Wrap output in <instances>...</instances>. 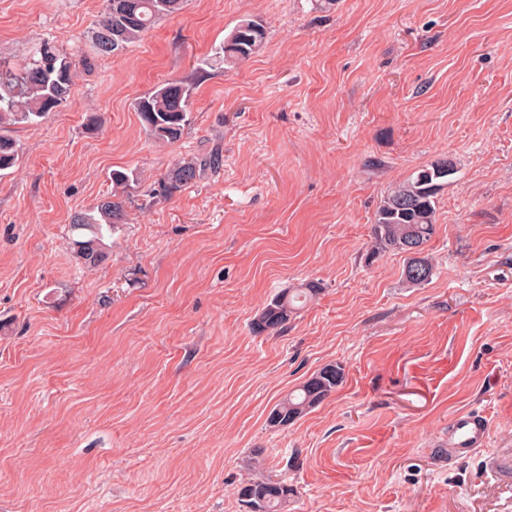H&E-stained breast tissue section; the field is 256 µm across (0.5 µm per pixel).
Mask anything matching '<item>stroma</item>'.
I'll return each mask as SVG.
<instances>
[{"instance_id":"obj_1","label":"stroma","mask_w":512,"mask_h":512,"mask_svg":"<svg viewBox=\"0 0 512 512\" xmlns=\"http://www.w3.org/2000/svg\"><path fill=\"white\" fill-rule=\"evenodd\" d=\"M104 0H0V59L85 43ZM250 59L200 69L241 19ZM194 86L172 145L135 100ZM0 177V512H245L276 476L288 512H512V0H187L80 70L57 112L9 127ZM223 164L169 196L180 158ZM413 285L374 253L388 189L440 158ZM134 171L126 222L85 267L70 219ZM323 291L274 335L280 290ZM328 363L344 383L280 428L270 409ZM484 448L449 461L450 419ZM322 288L317 282H307L301 288L284 289L276 294L261 310L252 322V330L257 334H275L284 329L293 314L296 313V302L312 299L320 294ZM490 432L487 417L480 412H462L448 424V459L483 448ZM448 446V447H447ZM237 495L244 505L256 506L247 508L249 512H284L294 496V489L283 480H272L271 477L250 478L239 484Z\"/></svg>"}]
</instances>
